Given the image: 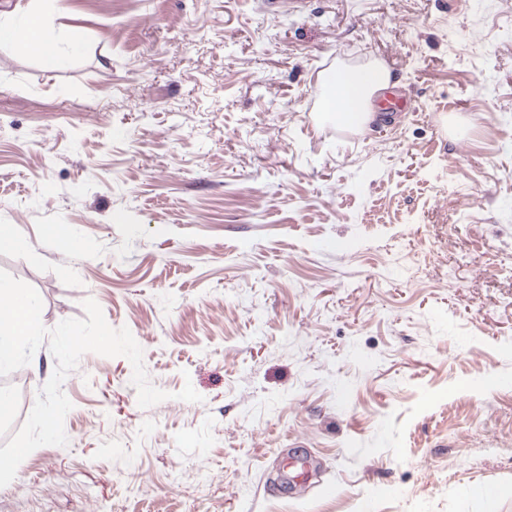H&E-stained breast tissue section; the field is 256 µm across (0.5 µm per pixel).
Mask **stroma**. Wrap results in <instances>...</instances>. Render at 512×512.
Wrapping results in <instances>:
<instances>
[{"label": "stroma", "mask_w": 512, "mask_h": 512, "mask_svg": "<svg viewBox=\"0 0 512 512\" xmlns=\"http://www.w3.org/2000/svg\"><path fill=\"white\" fill-rule=\"evenodd\" d=\"M38 7L65 60L0 46V270L169 397L85 353L0 512H512V0ZM371 61L390 116L338 128L320 76Z\"/></svg>", "instance_id": "obj_1"}]
</instances>
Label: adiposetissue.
I'll use <instances>...</instances> for the list:
<instances>
[{
	"instance_id": "1",
	"label": "adipose tissue",
	"mask_w": 512,
	"mask_h": 512,
	"mask_svg": "<svg viewBox=\"0 0 512 512\" xmlns=\"http://www.w3.org/2000/svg\"><path fill=\"white\" fill-rule=\"evenodd\" d=\"M9 44L24 52L36 53L47 69H54L62 60L59 34L46 25L33 8H26L25 22L0 19V45ZM390 81L389 72L382 67L366 74L340 69L336 82L326 98V111L332 112L337 121L363 129L377 119L374 99L385 90Z\"/></svg>"
}]
</instances>
